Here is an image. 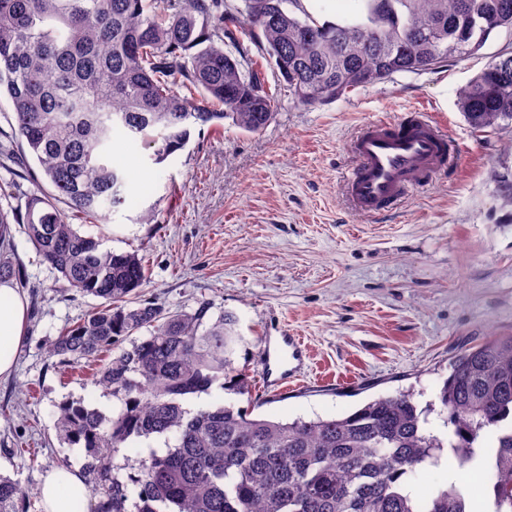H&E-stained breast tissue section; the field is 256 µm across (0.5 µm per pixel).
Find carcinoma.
I'll use <instances>...</instances> for the list:
<instances>
[{"mask_svg":"<svg viewBox=\"0 0 512 512\" xmlns=\"http://www.w3.org/2000/svg\"><path fill=\"white\" fill-rule=\"evenodd\" d=\"M182 4L0 0V94L44 177L25 216L0 209V279L16 276L8 246L11 223H21L56 279L102 299L48 345L61 366L104 359L95 381L117 401L110 418L80 402L57 406V438L89 449L81 477L92 512H469L454 482L423 508L406 491V479L438 465L446 448L461 468L490 466L496 512H512V430L501 431L512 417V335L454 355L439 395L445 437L427 428L435 405L420 408L409 392L344 417L287 423L232 404L192 411L188 401L214 388L245 392L235 316L213 315L206 300L172 312L142 297L143 258L103 250L72 224L125 201L128 176L108 157L116 133L161 164L198 127L229 119L246 132L265 128L274 102L261 76L242 70L250 45L313 107L476 53L492 32L512 31V0H364L362 19L322 24L302 0ZM459 108L478 130L512 125V53L483 69ZM492 431L497 445L488 447ZM151 437L167 448L114 463L126 443ZM28 502V488L0 476V512H24Z\"/></svg>","mask_w":512,"mask_h":512,"instance_id":"1","label":"carcinoma"}]
</instances>
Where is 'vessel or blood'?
<instances>
[{"label": "vessel or blood", "mask_w": 512, "mask_h": 512, "mask_svg": "<svg viewBox=\"0 0 512 512\" xmlns=\"http://www.w3.org/2000/svg\"><path fill=\"white\" fill-rule=\"evenodd\" d=\"M355 160L344 179L352 208L370 217L397 205L436 169L452 162L456 148L431 113L410 112L369 123L348 143ZM305 350L301 337L284 333L265 355V381L283 387L299 376Z\"/></svg>", "instance_id": "obj_1"}]
</instances>
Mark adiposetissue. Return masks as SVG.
Wrapping results in <instances>:
<instances>
[{
  "label": "adipose tissue",
  "mask_w": 512,
  "mask_h": 512,
  "mask_svg": "<svg viewBox=\"0 0 512 512\" xmlns=\"http://www.w3.org/2000/svg\"><path fill=\"white\" fill-rule=\"evenodd\" d=\"M26 323L27 306L20 289L11 281H0V378L13 372ZM39 495L43 512H86L89 500L82 479L66 468L47 473L39 485Z\"/></svg>",
  "instance_id": "obj_1"
}]
</instances>
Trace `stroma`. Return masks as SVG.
I'll return each instance as SVG.
<instances>
[{
    "label": "stroma",
    "instance_id": "obj_1",
    "mask_svg": "<svg viewBox=\"0 0 512 512\" xmlns=\"http://www.w3.org/2000/svg\"><path fill=\"white\" fill-rule=\"evenodd\" d=\"M512 32L490 34L474 55L428 71L402 72L335 101L298 105L266 54L251 48L275 105L260 132L232 125L195 130L187 147L153 164L140 142L116 137L112 165L129 176L125 201L106 222L77 221L103 249L143 256V294L170 310L207 300L229 312L246 341L233 358L245 394L212 390L206 405L235 403L288 422L331 418L399 390L437 402L455 352L512 335V127L474 130L461 91L499 54ZM434 113L459 150L456 166L379 217L352 211L342 178L346 143L376 118ZM0 98V208L24 212L41 176L15 138ZM153 223H139L147 209ZM11 257L24 274L27 335L11 377L0 379V474L32 487L27 512H43L34 489L56 468L81 469L86 449L59 443L56 406L81 402L111 415L109 391L92 371H60L47 341L83 320L99 298L69 291L14 226ZM300 336L310 358L300 381L263 385L268 337Z\"/></svg>",
    "mask_w": 512,
    "mask_h": 512
}]
</instances>
